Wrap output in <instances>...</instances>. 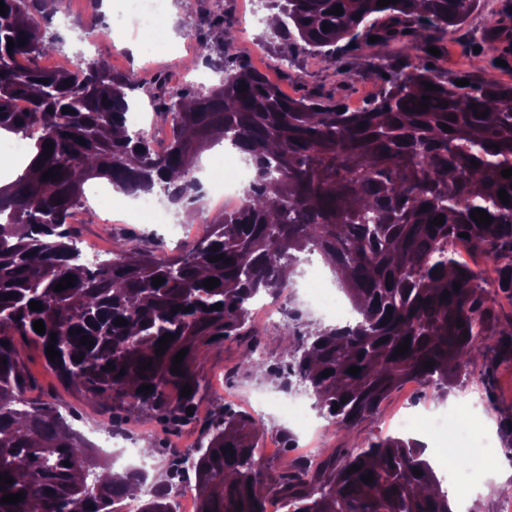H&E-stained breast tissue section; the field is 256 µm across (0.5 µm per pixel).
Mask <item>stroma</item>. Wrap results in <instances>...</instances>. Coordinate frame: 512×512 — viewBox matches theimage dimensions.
<instances>
[{
	"instance_id": "stroma-1",
	"label": "stroma",
	"mask_w": 512,
	"mask_h": 512,
	"mask_svg": "<svg viewBox=\"0 0 512 512\" xmlns=\"http://www.w3.org/2000/svg\"><path fill=\"white\" fill-rule=\"evenodd\" d=\"M494 6L512 8V0H480L467 19L446 36L447 51L438 61L440 69L452 76L470 71V60L463 54L462 44L479 37L488 24L490 9ZM265 15L266 11L260 8L258 0H165L162 23L170 27L172 37L164 41V49L156 56L153 67L138 74L139 86L133 91L132 98L137 104L143 105L144 110L138 115L137 127L153 136L169 134V122L148 107L150 100L161 95L163 87L197 88L217 84V73L202 66L190 69L186 63L195 57L199 40L204 39L212 44L219 41L221 27L215 22L219 16L233 21L237 29L234 56L266 75L288 96L298 98L311 91H321L334 94L337 100L356 109L376 93V86L369 81L344 83L335 66L301 52L292 42H266L262 37L266 29ZM49 31L60 42L59 53L45 58L49 66L61 67L83 56L104 59L118 72L131 68L125 56V46L111 41L107 30H90L88 11L72 12L70 4L66 2L54 16ZM77 230L80 241L102 246L107 252L111 251L112 238L116 235L134 238L142 247L159 256L178 253L181 248L194 242L193 236L175 235L169 224L105 223L103 213L93 206L83 214ZM243 349L242 342L228 340L211 350L203 377L205 381L216 383L217 388L206 393L199 401V420L208 419L216 406L221 404L234 408L246 407L242 388L270 389L269 380L237 372L236 366ZM19 352L29 376L28 397L60 405L69 423L89 443L102 444L112 429L111 407L89 404L78 393L67 389L33 346L20 344ZM468 400L479 401L486 419L500 424L505 416L512 414V366L500 365L489 378H477L467 387L453 389L443 400L439 399L437 390L432 387H417L411 396L403 389H396L379 411L360 426L359 435L364 437L384 433L387 418L397 411H417L422 406L436 402L448 408ZM125 416L123 427L135 444L140 443V434L145 430L184 450L196 447L201 440V430L197 427L168 434L155 417L141 410L129 409Z\"/></svg>"
}]
</instances>
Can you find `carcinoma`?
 Here are the masks:
<instances>
[{
    "instance_id": "obj_1",
    "label": "carcinoma",
    "mask_w": 512,
    "mask_h": 512,
    "mask_svg": "<svg viewBox=\"0 0 512 512\" xmlns=\"http://www.w3.org/2000/svg\"><path fill=\"white\" fill-rule=\"evenodd\" d=\"M0 1L7 7L0 15V129L25 138L39 127L31 166L41 174L55 167L61 176L21 175L0 186V214H7L0 220V358L7 360L0 364V475L14 480L0 488V498L24 492L18 503L0 504V512H114L116 497L135 494L148 479L146 472L117 479L56 406L24 397L18 337L44 352L56 333L60 356L47 364L63 383L91 402L107 397L114 409L133 406L173 429L196 421L186 408L205 394L201 370L209 351L231 338L248 341L240 369L276 380L281 390L297 381L315 397L334 436L352 433L404 382L432 385L444 396L478 371L512 363V329H496V296L512 299V203L498 197L502 189L512 197V177L501 176L512 168V84L476 78L458 86L428 52L443 49L448 28L462 24L479 0H396L386 7L377 0H270L278 24L267 29L269 37L294 39L301 51L336 65L345 82L378 85L376 95L362 110L342 112L331 96L288 97L231 60L216 85L168 91L161 115L174 136L162 154L144 133L128 130L135 74L82 57L72 70L16 67L19 58L34 61L57 49L47 25L63 0ZM336 5L343 14L330 13ZM371 36L395 52L354 73L342 52L369 45ZM20 38L25 45L17 44ZM480 42L511 44L512 16L492 19ZM426 82L437 89H426ZM22 96L30 106L18 112L14 101ZM425 96L429 108L420 111ZM221 139L245 152L254 172L240 209L213 217L208 232L176 256L159 257L117 236L112 258L94 270L80 262L70 224L86 210L88 182L105 179L135 197L157 192L173 206L195 209L203 195L196 159ZM49 142L54 149L47 157ZM475 209L487 211L491 224H476ZM440 214L443 225L432 224ZM461 232L495 263L493 280L456 263L449 247ZM305 251L331 261L358 319L343 327L306 323L298 308L285 306L288 345L284 360L270 364L255 356L260 330L249 305L293 285ZM220 254L225 258L208 260ZM68 274L74 286L53 291ZM156 276L165 279L157 287ZM211 277L220 284L202 286ZM32 300L43 309H30ZM217 303L222 308L211 309ZM474 314L486 323L482 336L470 334ZM119 317L127 325H114ZM37 320L42 335L34 331ZM166 333L174 338L159 356L155 348ZM85 335L90 348L79 344ZM407 337V354L394 357ZM184 348L181 373L174 374V357ZM79 355L81 361L73 360ZM144 360L151 367L141 371ZM351 366L360 373H346ZM144 383L152 385L147 395L138 391ZM185 384L189 396L180 395ZM272 429L294 447L285 427L218 406L192 457L198 512H266L271 496L288 512H452L415 438L377 435L358 452L325 448L314 466L285 461L272 472L253 454ZM165 452V479L147 488L142 512H177L175 479L185 473L187 457L175 446ZM353 465L360 470L348 472ZM417 469L422 476L414 475ZM368 473L370 484L362 480Z\"/></svg>"
}]
</instances>
